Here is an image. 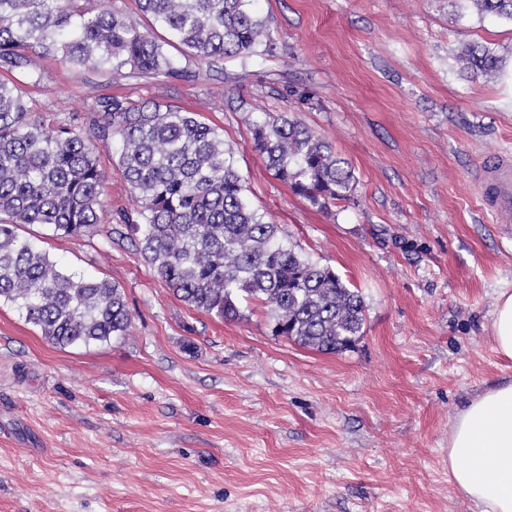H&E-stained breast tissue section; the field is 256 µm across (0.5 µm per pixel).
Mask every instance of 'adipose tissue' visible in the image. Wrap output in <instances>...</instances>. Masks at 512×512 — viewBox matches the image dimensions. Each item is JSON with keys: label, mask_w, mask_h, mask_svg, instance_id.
<instances>
[{"label": "adipose tissue", "mask_w": 512, "mask_h": 512, "mask_svg": "<svg viewBox=\"0 0 512 512\" xmlns=\"http://www.w3.org/2000/svg\"><path fill=\"white\" fill-rule=\"evenodd\" d=\"M448 473L477 512H512V383L487 389L455 415Z\"/></svg>", "instance_id": "1"}]
</instances>
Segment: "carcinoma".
I'll return each mask as SVG.
<instances>
[{"instance_id":"1","label":"carcinoma","mask_w":512,"mask_h":512,"mask_svg":"<svg viewBox=\"0 0 512 512\" xmlns=\"http://www.w3.org/2000/svg\"><path fill=\"white\" fill-rule=\"evenodd\" d=\"M0 0V71L43 81L36 59L58 55L74 68L126 70L170 78L181 69L167 42L112 0ZM155 28L186 58H248L269 36L254 0H137ZM478 11L512 22V0H472ZM475 73L498 68L487 49L469 47ZM87 130L29 117L16 84L0 81V302H9L60 347L124 336L130 313L124 293L102 280L61 270L19 238L21 224H47L64 236L97 229L107 175L97 144L119 145L118 166L136 197V217L122 223L173 295L223 319L254 302L273 317V333L328 354L351 349L364 335V297L329 266L305 258L278 225L250 205L224 148V135L196 112L111 96L94 102ZM254 148L267 167L311 205L326 209L350 197L356 179L332 145L299 120L259 112Z\"/></svg>"}]
</instances>
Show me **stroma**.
Here are the masks:
<instances>
[{"label":"stroma","mask_w":512,"mask_h":512,"mask_svg":"<svg viewBox=\"0 0 512 512\" xmlns=\"http://www.w3.org/2000/svg\"><path fill=\"white\" fill-rule=\"evenodd\" d=\"M249 59H181L178 78L43 62L31 117L89 126L94 96L172 104L218 128L249 200L366 303L340 354L184 303L141 256L115 145L95 233L23 224L61 268L122 288L128 335L48 343L0 304V512H473L448 476L453 418L512 381L492 312L512 290V224L482 214V163L512 150V23L471 0H256ZM501 59L466 70L471 46ZM288 113L351 165L349 200L312 207L254 150L256 113Z\"/></svg>","instance_id":"1"}]
</instances>
